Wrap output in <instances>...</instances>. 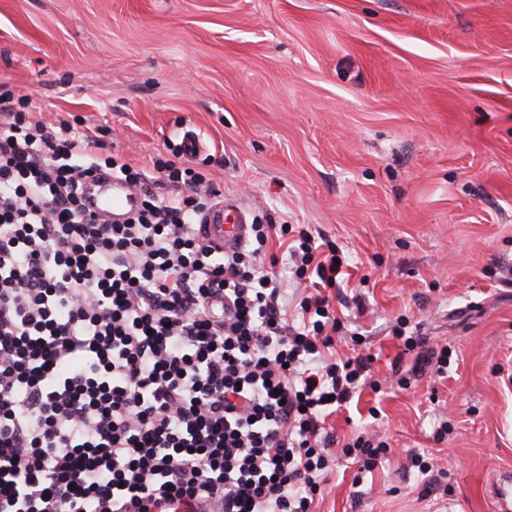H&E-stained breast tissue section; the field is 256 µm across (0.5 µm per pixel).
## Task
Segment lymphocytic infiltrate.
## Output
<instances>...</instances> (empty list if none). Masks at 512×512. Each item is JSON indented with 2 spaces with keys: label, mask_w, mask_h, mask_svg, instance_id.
I'll list each match as a JSON object with an SVG mask.
<instances>
[{
  "label": "lymphocytic infiltrate",
  "mask_w": 512,
  "mask_h": 512,
  "mask_svg": "<svg viewBox=\"0 0 512 512\" xmlns=\"http://www.w3.org/2000/svg\"><path fill=\"white\" fill-rule=\"evenodd\" d=\"M100 146L0 96V512L182 496L206 512H311L329 467L319 421L371 364L321 361L337 323L321 290L343 257L299 230L295 276L320 291L290 324L262 262L270 225L224 253L198 234L210 195L182 149L151 181ZM96 175L140 195L124 223L91 214Z\"/></svg>",
  "instance_id": "f902f5d3"
}]
</instances>
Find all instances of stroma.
<instances>
[{
	"label": "stroma",
	"instance_id": "obj_1",
	"mask_svg": "<svg viewBox=\"0 0 512 512\" xmlns=\"http://www.w3.org/2000/svg\"><path fill=\"white\" fill-rule=\"evenodd\" d=\"M151 171L188 161L250 224L339 247L342 328L373 356L323 424L313 512H500L512 489V0H0V92ZM447 348L416 371L398 323ZM389 444L372 471L342 452ZM423 455L445 471L427 490Z\"/></svg>",
	"mask_w": 512,
	"mask_h": 512
}]
</instances>
